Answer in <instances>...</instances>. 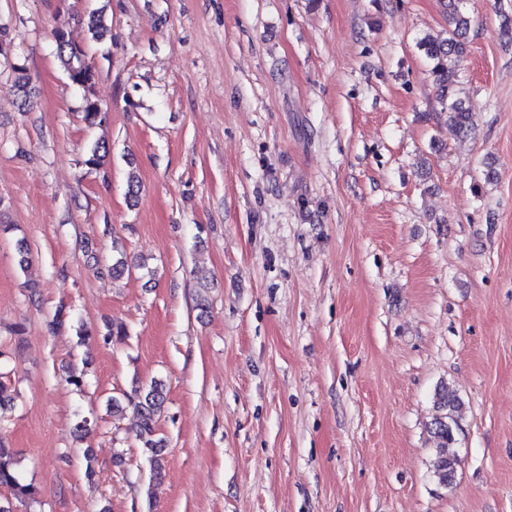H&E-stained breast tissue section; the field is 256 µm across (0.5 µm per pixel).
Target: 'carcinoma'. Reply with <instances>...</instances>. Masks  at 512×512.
Instances as JSON below:
<instances>
[{
    "mask_svg": "<svg viewBox=\"0 0 512 512\" xmlns=\"http://www.w3.org/2000/svg\"><path fill=\"white\" fill-rule=\"evenodd\" d=\"M444 10L451 29L445 35L421 38L418 48L423 51L430 63L431 74L437 88V96L447 112L443 124L458 137H464L469 131V112L463 101L456 97L457 83L456 57L465 49L463 39L471 29V16L465 7V0H443ZM91 39L100 41L111 33L105 14L101 10H92L84 16ZM57 54L70 80L83 88L89 87L95 79L92 69L85 64V51L72 42L68 33L58 28L54 32ZM84 122L96 126L105 121V113L97 100L85 97L82 107ZM110 154V147L104 142H96L89 149L84 165L90 169H100ZM124 401L135 416V432L149 454L150 468L154 485L163 482L166 476V461L157 439V423L164 407L166 394L163 384L152 381L148 385H137L123 394ZM461 407L460 400L448 392V386L438 387L434 394L435 414L431 421V431L436 440V448L431 461L434 477L444 486L452 483L458 459L450 452L456 442L459 428L456 413ZM0 488L8 489L20 501L36 500V489L21 482L15 468L13 453L0 447Z\"/></svg>",
    "mask_w": 512,
    "mask_h": 512,
    "instance_id": "1",
    "label": "carcinoma"
}]
</instances>
